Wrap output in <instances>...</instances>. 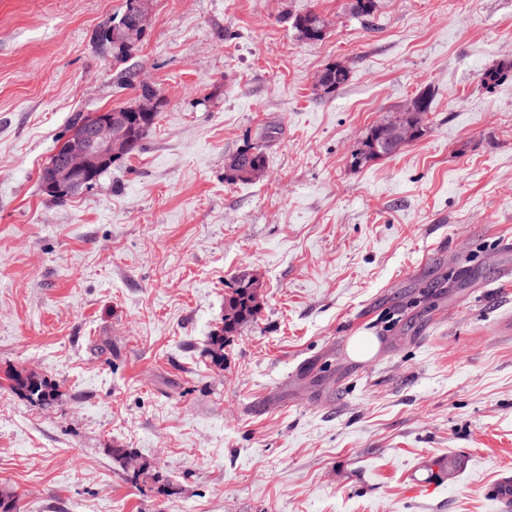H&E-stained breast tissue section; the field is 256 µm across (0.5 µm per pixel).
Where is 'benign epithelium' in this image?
I'll list each match as a JSON object with an SVG mask.
<instances>
[{
	"label": "benign epithelium",
	"mask_w": 512,
	"mask_h": 512,
	"mask_svg": "<svg viewBox=\"0 0 512 512\" xmlns=\"http://www.w3.org/2000/svg\"><path fill=\"white\" fill-rule=\"evenodd\" d=\"M148 17L149 9L140 8L122 31L123 38L127 41L139 38L147 28ZM129 116L130 113L120 110L102 112L100 118L71 136L63 154L48 165L52 182L73 187L89 183L103 165L123 150L122 129L129 126ZM373 132L393 154L401 151L413 137L410 127L398 121L377 124Z\"/></svg>",
	"instance_id": "obj_1"
}]
</instances>
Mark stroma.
Masks as SVG:
<instances>
[{"mask_svg": "<svg viewBox=\"0 0 512 512\" xmlns=\"http://www.w3.org/2000/svg\"><path fill=\"white\" fill-rule=\"evenodd\" d=\"M123 3L0 0V493L19 512H506L512 0H377L368 23L350 0H148L117 63L100 33ZM310 10L322 40L280 20ZM333 62L350 77L326 95ZM128 77L160 91L142 153L57 204L43 165L75 118L134 99ZM422 91V136L355 163ZM249 141L267 176L228 180ZM242 278L261 310L217 366ZM361 333L381 346L357 361ZM10 380L13 382L14 390L24 393L32 401L44 405L54 400L53 387L46 380L39 379L36 375L15 374Z\"/></svg>", "mask_w": 512, "mask_h": 512, "instance_id": "obj_1", "label": "stroma"}]
</instances>
